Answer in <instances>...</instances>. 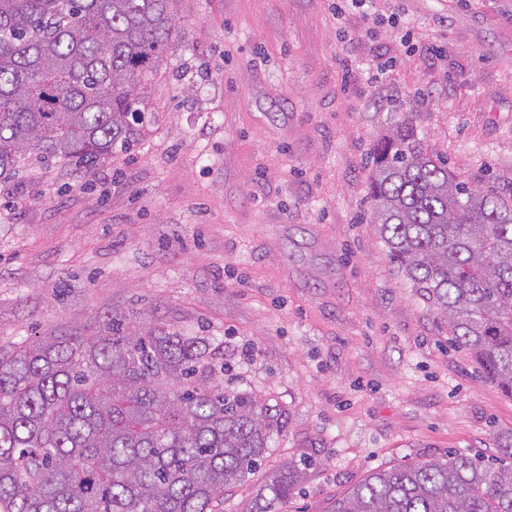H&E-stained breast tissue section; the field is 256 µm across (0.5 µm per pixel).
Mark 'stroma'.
<instances>
[{
	"instance_id": "1",
	"label": "stroma",
	"mask_w": 512,
	"mask_h": 512,
	"mask_svg": "<svg viewBox=\"0 0 512 512\" xmlns=\"http://www.w3.org/2000/svg\"><path fill=\"white\" fill-rule=\"evenodd\" d=\"M153 119L92 172L0 181V348L118 311L212 339L225 387L280 411L281 512H330L373 470L501 460L512 397L398 271L370 222L375 139L412 117L482 190L512 187V0H181Z\"/></svg>"
}]
</instances>
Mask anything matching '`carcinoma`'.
I'll list each match as a JSON object with an SVG mask.
<instances>
[{"label":"carcinoma","mask_w":512,"mask_h":512,"mask_svg":"<svg viewBox=\"0 0 512 512\" xmlns=\"http://www.w3.org/2000/svg\"><path fill=\"white\" fill-rule=\"evenodd\" d=\"M176 2L0 0V179L33 158L92 167L131 150ZM371 158V223L391 261L512 396V189L459 180L410 120ZM222 374L209 337L116 312L94 336L0 350V512H216L280 424ZM304 476L284 464L252 512H276ZM331 512H512V464L450 454L375 471Z\"/></svg>","instance_id":"obj_1"}]
</instances>
